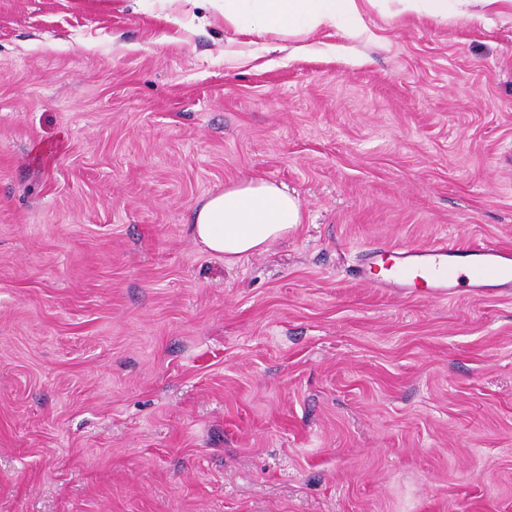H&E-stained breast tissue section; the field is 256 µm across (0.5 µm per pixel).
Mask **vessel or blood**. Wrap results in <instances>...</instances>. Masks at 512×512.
<instances>
[{"instance_id": "b4317fda", "label": "vessel or blood", "mask_w": 512, "mask_h": 512, "mask_svg": "<svg viewBox=\"0 0 512 512\" xmlns=\"http://www.w3.org/2000/svg\"><path fill=\"white\" fill-rule=\"evenodd\" d=\"M352 277L383 293L423 289L432 299H447L460 290L480 295L512 290V250L494 245L394 242L363 248Z\"/></svg>"}]
</instances>
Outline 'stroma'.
Returning a JSON list of instances; mask_svg holds the SVG:
<instances>
[{
  "label": "stroma",
  "instance_id": "obj_1",
  "mask_svg": "<svg viewBox=\"0 0 512 512\" xmlns=\"http://www.w3.org/2000/svg\"><path fill=\"white\" fill-rule=\"evenodd\" d=\"M269 51L192 0H0V512H512V292L348 276L512 248V14ZM302 222L229 264L208 195ZM301 222L296 196L280 184L250 180L206 198L195 210L191 230L204 251L234 263L263 252ZM378 273L375 269H378ZM385 272L380 275V272ZM351 276L382 293L424 288L431 299H447L467 288L473 295L512 290V250L494 245L394 242L363 248Z\"/></svg>",
  "mask_w": 512,
  "mask_h": 512
}]
</instances>
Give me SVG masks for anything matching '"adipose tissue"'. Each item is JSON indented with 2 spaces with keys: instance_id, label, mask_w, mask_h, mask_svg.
I'll return each mask as SVG.
<instances>
[{
  "instance_id": "1",
  "label": "adipose tissue",
  "mask_w": 512,
  "mask_h": 512,
  "mask_svg": "<svg viewBox=\"0 0 512 512\" xmlns=\"http://www.w3.org/2000/svg\"><path fill=\"white\" fill-rule=\"evenodd\" d=\"M220 10L225 26L243 35L297 36L323 28L354 35L380 0H203ZM400 14L475 23L512 13V0H395ZM302 221L298 198L282 185L251 180L206 198L195 210L192 236L206 252L233 263L266 250Z\"/></svg>"
}]
</instances>
